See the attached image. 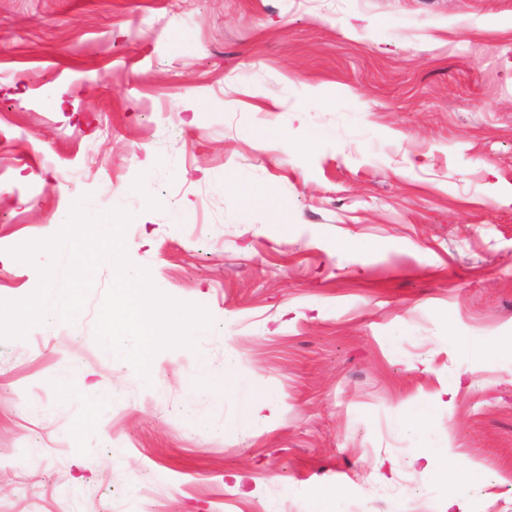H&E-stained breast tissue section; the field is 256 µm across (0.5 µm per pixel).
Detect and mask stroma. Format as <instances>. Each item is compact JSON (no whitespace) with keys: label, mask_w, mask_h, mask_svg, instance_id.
<instances>
[{"label":"stroma","mask_w":512,"mask_h":512,"mask_svg":"<svg viewBox=\"0 0 512 512\" xmlns=\"http://www.w3.org/2000/svg\"><path fill=\"white\" fill-rule=\"evenodd\" d=\"M0 131V300L80 200L211 319L145 387L106 262L0 338V512H448L462 462L512 512V0H0ZM228 350L236 393L185 387Z\"/></svg>","instance_id":"1"}]
</instances>
